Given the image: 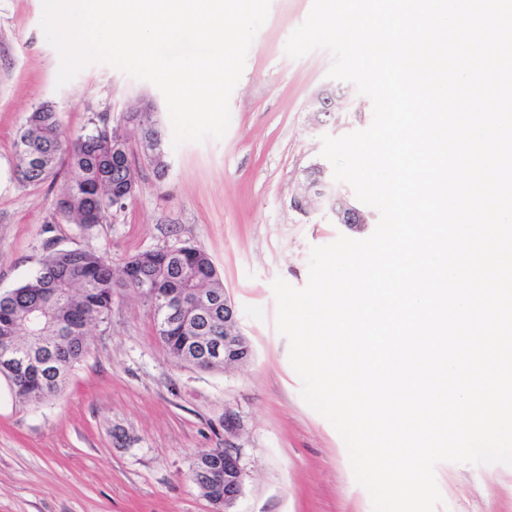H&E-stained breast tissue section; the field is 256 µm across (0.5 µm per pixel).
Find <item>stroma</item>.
I'll return each instance as SVG.
<instances>
[{"instance_id": "35a3bbf8", "label": "stroma", "mask_w": 512, "mask_h": 512, "mask_svg": "<svg viewBox=\"0 0 512 512\" xmlns=\"http://www.w3.org/2000/svg\"><path fill=\"white\" fill-rule=\"evenodd\" d=\"M312 0H271L230 98L222 139L174 146L162 93L105 64L57 86L60 59L40 28L41 0H0V294L36 269L47 244L92 249L113 266L148 250L191 244L212 258L253 356L204 371L171 358L134 294L112 299L107 328L62 392L19 403L0 378V512H212L194 480L197 454L229 448L245 470L234 512H373L347 446L301 396L289 344L276 328L272 289L308 281L310 249L346 234L325 213L304 218L288 202L303 170L322 162V138L369 127L372 107L315 125L312 95L328 84L332 56L286 55ZM152 99L170 164L157 178L131 110ZM52 104L66 133L108 122L128 140L139 188L91 232L61 221L65 174L23 185L13 142L37 106ZM232 428H225V420ZM434 512H512V466L441 462Z\"/></svg>"}]
</instances>
